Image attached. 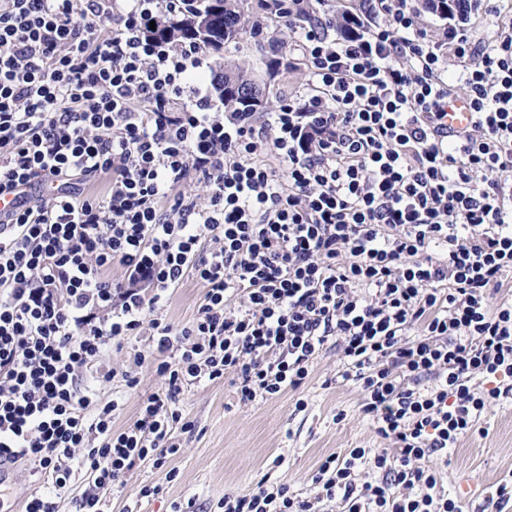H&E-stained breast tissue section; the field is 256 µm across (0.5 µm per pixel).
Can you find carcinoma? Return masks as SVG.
Returning <instances> with one entry per match:
<instances>
[{"label": "carcinoma", "mask_w": 512, "mask_h": 512, "mask_svg": "<svg viewBox=\"0 0 512 512\" xmlns=\"http://www.w3.org/2000/svg\"><path fill=\"white\" fill-rule=\"evenodd\" d=\"M214 0H184L180 11L160 17L155 28L172 40L189 38L216 52L239 47L243 34L261 50L266 34L256 26L245 28L243 17L249 0H222L224 8L214 11ZM428 11L450 21L466 19L474 5L469 0H425ZM268 83L241 67L227 63L215 88L226 112H265L269 107Z\"/></svg>", "instance_id": "carcinoma-1"}]
</instances>
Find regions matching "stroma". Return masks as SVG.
I'll return each mask as SVG.
<instances>
[{"label": "stroma", "instance_id": "35a3bbf8", "mask_svg": "<svg viewBox=\"0 0 512 512\" xmlns=\"http://www.w3.org/2000/svg\"><path fill=\"white\" fill-rule=\"evenodd\" d=\"M263 50L241 42L239 50L209 53L211 69L202 76L211 83L212 70L232 61L264 77L268 64L285 60L292 51L288 25L271 21ZM341 352L327 346L314 360L298 390L272 399L241 401L230 383L196 384L185 389L179 406L195 424L192 431H175L178 452L164 467L140 462L129 472L112 512H219L227 494L248 491L260 479L285 483L301 498L316 497L312 476L321 459L352 448H383L386 440L361 411L357 384L339 377ZM304 409H297V400ZM440 472L439 489L462 512H512V500L498 498L501 487L512 486V400L488 405L474 431L460 436L455 447L430 456ZM175 478H168V471ZM38 477L30 465L13 467L0 484V512H20ZM158 494L141 496L143 486Z\"/></svg>", "mask_w": 512, "mask_h": 512}]
</instances>
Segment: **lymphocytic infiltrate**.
Segmentation results:
<instances>
[{"label": "lymphocytic infiltrate", "mask_w": 512, "mask_h": 512, "mask_svg": "<svg viewBox=\"0 0 512 512\" xmlns=\"http://www.w3.org/2000/svg\"><path fill=\"white\" fill-rule=\"evenodd\" d=\"M304 2L273 16L307 79L259 116L218 111L195 83L202 45L147 36L173 0H0V194L19 203L0 216V463L43 481L23 512H57L81 473L82 512H110L136 463L163 466L192 428L184 388L233 373L242 401L271 399L331 342L396 451L326 456L323 496L460 512L425 459L512 398V299L488 294L512 275V26L436 41L411 0H375L344 37L334 0L299 24ZM459 87L471 120L450 134ZM189 278L204 294L175 326L164 307ZM115 345L127 369L88 383ZM148 367L164 388L114 427L102 384L138 391ZM362 464L383 481L357 484ZM223 508L317 512L263 479Z\"/></svg>", "instance_id": "1"}]
</instances>
